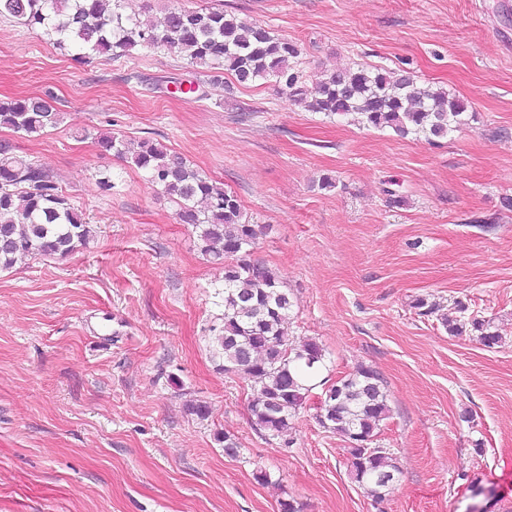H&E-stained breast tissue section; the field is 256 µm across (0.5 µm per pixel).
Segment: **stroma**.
I'll list each match as a JSON object with an SVG mask.
<instances>
[{"instance_id":"1","label":"stroma","mask_w":512,"mask_h":512,"mask_svg":"<svg viewBox=\"0 0 512 512\" xmlns=\"http://www.w3.org/2000/svg\"><path fill=\"white\" fill-rule=\"evenodd\" d=\"M221 2L296 41L306 85L337 66L405 68L467 101L470 126L403 138L229 75L187 96L179 55L117 49L83 64L1 17L0 99L42 98L60 121L36 138L0 127V143L45 167L92 235L0 271V512H512V6ZM101 131L160 142L234 192L258 226L255 259L296 302L290 335L325 349L322 377L380 374L390 413L374 443L399 466L383 502L319 424L324 386L291 444L255 428L249 382L213 351L223 269L142 171L99 151ZM421 298L448 314L466 304L500 346L449 335ZM474 479L490 498L473 497Z\"/></svg>"}]
</instances>
